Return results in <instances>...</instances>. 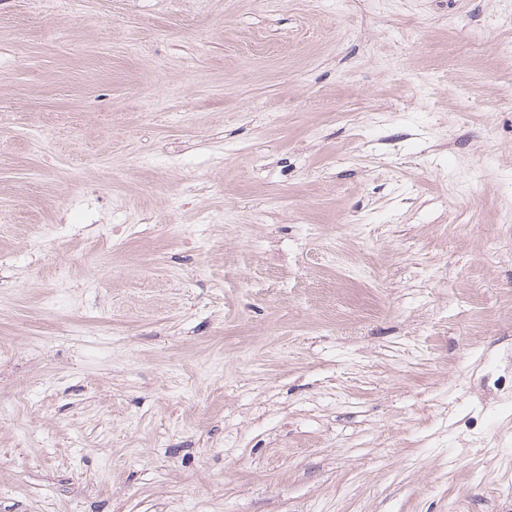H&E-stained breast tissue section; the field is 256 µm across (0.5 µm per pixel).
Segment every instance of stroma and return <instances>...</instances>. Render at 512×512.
Segmentation results:
<instances>
[{"instance_id": "stroma-1", "label": "stroma", "mask_w": 512, "mask_h": 512, "mask_svg": "<svg viewBox=\"0 0 512 512\" xmlns=\"http://www.w3.org/2000/svg\"><path fill=\"white\" fill-rule=\"evenodd\" d=\"M512 0H0V512H512Z\"/></svg>"}]
</instances>
